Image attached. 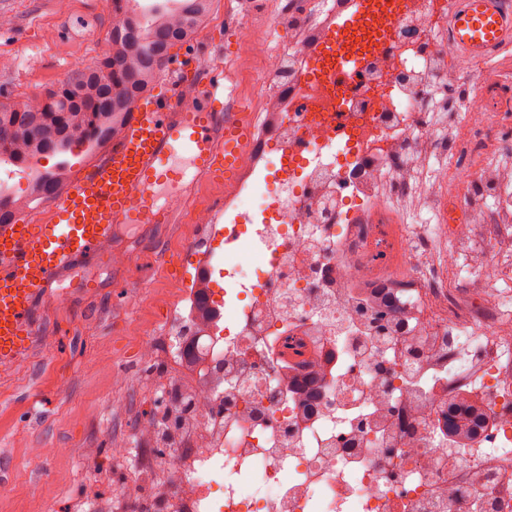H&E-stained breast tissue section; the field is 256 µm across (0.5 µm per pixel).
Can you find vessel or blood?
Here are the masks:
<instances>
[{
    "label": "vessel or blood",
    "instance_id": "obj_1",
    "mask_svg": "<svg viewBox=\"0 0 512 512\" xmlns=\"http://www.w3.org/2000/svg\"><path fill=\"white\" fill-rule=\"evenodd\" d=\"M411 0H353L351 10L325 22L309 53L305 80L324 64L347 78L362 67L364 50L379 45ZM450 34L460 51L479 57L512 39L505 0H453ZM231 78L222 58L192 60L165 69V93L144 95L120 136L52 198L39 223L0 224V379L28 365L43 339V325L59 302L55 288L83 262L110 256L123 225L176 224L172 206H155L159 187L190 197L196 186L224 176L232 199L246 174L240 158L255 135V115L224 95ZM189 86L194 104L176 90Z\"/></svg>",
    "mask_w": 512,
    "mask_h": 512
}]
</instances>
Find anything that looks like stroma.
<instances>
[{
  "mask_svg": "<svg viewBox=\"0 0 512 512\" xmlns=\"http://www.w3.org/2000/svg\"><path fill=\"white\" fill-rule=\"evenodd\" d=\"M104 0H0V102L17 104L56 88L80 67L99 60L110 45L112 15ZM283 0H213L191 39L173 56L195 54L211 60V46L221 39L226 63L239 96L267 115L270 100L254 98L251 76L261 67L260 54L270 24ZM448 154L429 155L411 173L412 194L396 199L405 224L421 230L434 215L440 173L453 164ZM487 216L460 240L432 242L418 255L430 274H440L437 257L456 251L476 285L484 283L487 227L501 224L491 201L473 198ZM499 259L507 277L497 284L512 296V223L501 224ZM188 224L123 227L115 251L120 268L98 259L58 283L61 305L45 320L44 340L27 367L0 381V512H122L145 490L162 494L171 473L162 450L180 436L177 426L163 428L134 445L131 464L148 481H125L124 467L114 466L111 448L130 441L141 424L160 408V392L176 384L191 393L211 382L206 371L183 367L159 335L163 318L187 324L198 269L184 248ZM181 262L166 266L164 253ZM155 337L148 361L138 349L143 337Z\"/></svg>",
  "mask_w": 512,
  "mask_h": 512,
  "instance_id": "35a3bbf8",
  "label": "stroma"
}]
</instances>
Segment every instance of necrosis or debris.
<instances>
[{
  "label": "necrosis or debris",
  "mask_w": 512,
  "mask_h": 512,
  "mask_svg": "<svg viewBox=\"0 0 512 512\" xmlns=\"http://www.w3.org/2000/svg\"><path fill=\"white\" fill-rule=\"evenodd\" d=\"M447 28L448 0H412L351 87L305 80L306 54H265L254 90L289 117L244 153L262 173L238 189L224 332L202 324L197 345L216 383L190 398L168 499L138 512H512V307L437 304L424 240L384 190L408 192L414 133L463 157L440 176L432 235L477 223L473 196L512 208V182L482 175L512 148V71L457 56ZM452 74L477 86L448 139L432 110ZM381 303L396 331L377 342ZM469 404L483 427L448 446Z\"/></svg>",
  "instance_id": "necrosis-or-debris-1"
}]
</instances>
